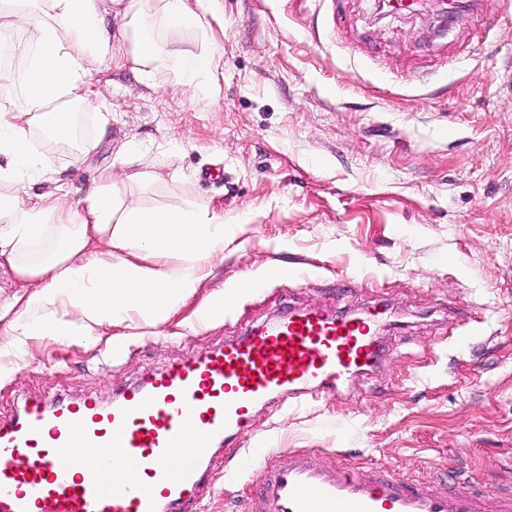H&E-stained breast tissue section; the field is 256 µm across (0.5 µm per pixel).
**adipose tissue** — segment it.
<instances>
[{
    "label": "adipose tissue",
    "instance_id": "ef3b65f1",
    "mask_svg": "<svg viewBox=\"0 0 512 512\" xmlns=\"http://www.w3.org/2000/svg\"><path fill=\"white\" fill-rule=\"evenodd\" d=\"M202 0H0V55L23 53L22 71L0 65V268L36 290L0 303V354L24 336L94 342L131 314L156 324L192 298L224 250V218L197 202L146 208L98 169L77 201L64 186L38 191L56 148L95 149L76 140L75 113L100 104L92 88L106 60L131 68L151 88H192L216 69L214 51L177 37L207 35ZM25 31V44L13 36Z\"/></svg>",
    "mask_w": 512,
    "mask_h": 512
}]
</instances>
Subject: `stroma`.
<instances>
[{
    "label": "stroma",
    "mask_w": 512,
    "mask_h": 512,
    "mask_svg": "<svg viewBox=\"0 0 512 512\" xmlns=\"http://www.w3.org/2000/svg\"><path fill=\"white\" fill-rule=\"evenodd\" d=\"M220 58L195 91L146 88L126 68L94 78L102 100L82 114L87 156L50 163L77 200L96 169L158 181L138 195L187 199L224 216V252L195 298L125 352L32 336L0 357V413L24 402L112 401L148 372L224 345L288 301L394 307L387 357L312 408L285 399L253 409L249 448H306L314 464L350 463L447 491L462 474L512 484V5L464 12L437 34L428 14L380 16L374 0H211ZM138 150L125 151L128 142ZM307 267L311 279L298 281ZM253 278L232 316L197 322L198 303ZM482 323L465 349L449 312ZM217 456L204 512H245L264 459Z\"/></svg>",
    "instance_id": "35a3bbf8"
}]
</instances>
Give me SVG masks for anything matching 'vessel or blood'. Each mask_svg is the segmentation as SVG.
Here are the masks:
<instances>
[{"label": "vessel or blood", "instance_id": "obj_1", "mask_svg": "<svg viewBox=\"0 0 512 512\" xmlns=\"http://www.w3.org/2000/svg\"><path fill=\"white\" fill-rule=\"evenodd\" d=\"M484 0H385L389 12L453 21ZM389 303L336 310L289 304L224 347L187 357L124 389L26 404L0 418V512H182L196 503L216 449L249 436L252 408L302 405L373 372L384 353ZM189 448L179 464L172 452ZM116 448L125 476L101 449ZM251 512H512V489L464 483L441 494L383 470L321 467L305 448L267 449Z\"/></svg>", "mask_w": 512, "mask_h": 512}]
</instances>
